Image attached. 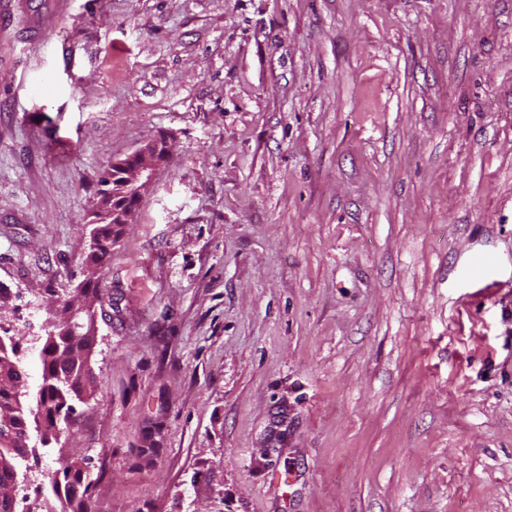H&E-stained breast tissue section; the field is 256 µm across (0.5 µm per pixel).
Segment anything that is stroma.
<instances>
[{"label": "stroma", "mask_w": 512, "mask_h": 512, "mask_svg": "<svg viewBox=\"0 0 512 512\" xmlns=\"http://www.w3.org/2000/svg\"><path fill=\"white\" fill-rule=\"evenodd\" d=\"M103 381L27 488L93 512H512V0H70L0 22V336L27 390L113 162ZM67 4V0H52L51 3L48 4L45 11L36 13V14H26L25 5L26 1L24 0H2L0 2V14L5 16L6 14H14V12H21L27 15L28 18V33L33 41H41L45 35L49 32L48 27L46 25L45 15L51 6L55 5L57 9H61L64 5ZM172 145L165 139L147 141L126 159L112 163V191L99 196L100 202L93 212L95 224L93 244L84 254V268L94 271L95 279L103 268L117 241L120 230L113 231L112 224H133V216L144 191L151 183L156 169L168 161ZM112 220V224H110ZM113 235V239H112ZM83 275L86 277L85 269ZM83 484L84 472L79 463L73 459L62 461L59 458V468L50 476L49 486L52 493L63 504L60 512H92L91 501L87 496L88 485ZM81 488H83L82 492H80Z\"/></svg>", "instance_id": "obj_1"}]
</instances>
